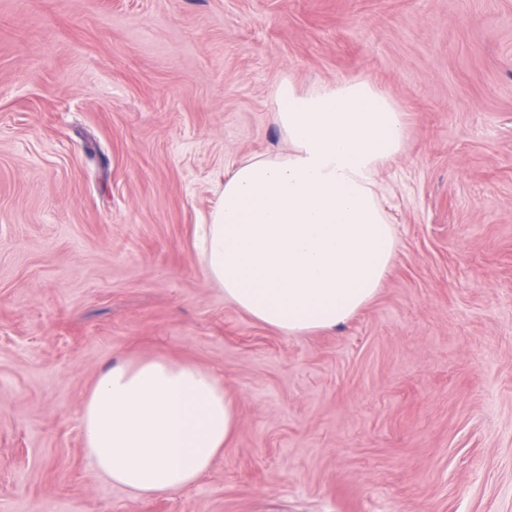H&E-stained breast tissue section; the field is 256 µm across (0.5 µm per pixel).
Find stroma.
<instances>
[{
  "label": "stroma",
  "instance_id": "obj_1",
  "mask_svg": "<svg viewBox=\"0 0 512 512\" xmlns=\"http://www.w3.org/2000/svg\"><path fill=\"white\" fill-rule=\"evenodd\" d=\"M369 78L403 114L375 298L286 336L195 224L271 97ZM219 373L236 433L173 495L90 470L106 364ZM0 512H512V0H0Z\"/></svg>",
  "mask_w": 512,
  "mask_h": 512
}]
</instances>
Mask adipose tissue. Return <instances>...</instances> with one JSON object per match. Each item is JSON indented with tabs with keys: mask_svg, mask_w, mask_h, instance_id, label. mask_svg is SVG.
I'll list each match as a JSON object with an SVG mask.
<instances>
[{
	"mask_svg": "<svg viewBox=\"0 0 512 512\" xmlns=\"http://www.w3.org/2000/svg\"><path fill=\"white\" fill-rule=\"evenodd\" d=\"M271 120L288 148L238 161L194 248L225 299L281 334L336 328L377 294L397 236L376 180L403 151L394 103L365 78L284 80ZM238 419L221 377L162 355L108 364L79 412L89 463L140 496L195 485Z\"/></svg>",
	"mask_w": 512,
	"mask_h": 512,
	"instance_id": "ef3b65f1",
	"label": "adipose tissue"
}]
</instances>
